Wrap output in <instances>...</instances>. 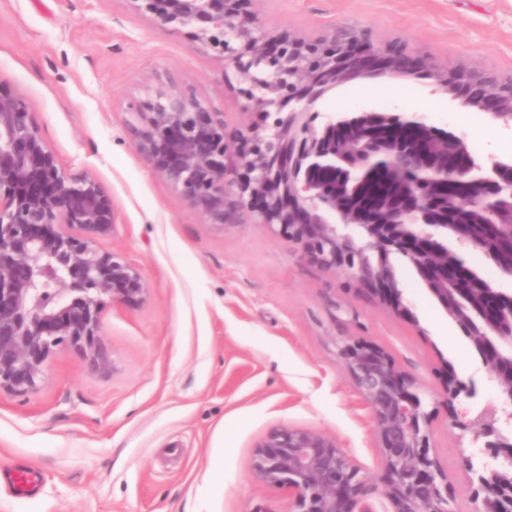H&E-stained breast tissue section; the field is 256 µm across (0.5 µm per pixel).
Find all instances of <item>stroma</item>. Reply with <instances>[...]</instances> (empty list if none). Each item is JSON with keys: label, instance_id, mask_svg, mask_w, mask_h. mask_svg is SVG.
Masks as SVG:
<instances>
[{"label": "stroma", "instance_id": "obj_1", "mask_svg": "<svg viewBox=\"0 0 512 512\" xmlns=\"http://www.w3.org/2000/svg\"><path fill=\"white\" fill-rule=\"evenodd\" d=\"M264 30L311 40L342 25L378 44L401 42L440 68L512 78V0H257ZM174 85L223 117L237 164L240 134L264 126L236 69L187 34L154 23L130 0H0V85L24 98L60 163L92 173L116 222L100 247L142 273L143 303L107 306L112 369L57 351L39 387L0 393V512H286L288 494L252 471L272 430L335 439L381 490L377 437L344 339L384 348L426 398L453 369L473 382L458 412L496 404L497 387L469 340L406 258H390L411 316L358 291L343 270L306 259L246 211L206 223L158 177L126 131L131 108ZM373 110L425 113L464 136L478 157L512 158V130L451 103L433 80L361 77L330 87L310 117ZM430 442L452 491V512H474L470 436L437 410Z\"/></svg>", "mask_w": 512, "mask_h": 512}]
</instances>
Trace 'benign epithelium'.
Listing matches in <instances>:
<instances>
[{"instance_id":"benign-epithelium-1","label":"benign epithelium","mask_w":512,"mask_h":512,"mask_svg":"<svg viewBox=\"0 0 512 512\" xmlns=\"http://www.w3.org/2000/svg\"><path fill=\"white\" fill-rule=\"evenodd\" d=\"M162 27L188 28L193 39L248 81L255 109L273 118L266 133L243 139V172L226 180L224 120L193 96L158 90L134 106L127 132L152 171L208 224H237L243 211L287 234L303 255L345 270L393 311L407 315L393 268L382 255L409 257L444 309L465 314L469 341L496 382L501 410L458 414L460 394L475 387L448 373L436 404L484 460L469 464L477 512H512V291L486 282L466 261L448 260V236L461 237L469 213L490 223L512 218V161L478 158L463 136L422 112H343L315 126L303 114L323 90L367 75L406 77L420 59L396 44L380 47L363 31L344 42L260 34L252 0H133ZM437 87L512 129V108L477 75L470 92ZM389 169L401 183L395 199L369 201L364 186ZM454 184L455 223L440 190ZM115 224L112 197L93 175L63 168L34 123L28 102L0 86V391L27 394L44 379L52 355L82 350L107 370L104 309L140 304L148 291L123 254L99 249ZM341 365L355 380L379 441L382 512H449L451 491L429 443L432 411L415 380L382 347L348 338ZM265 485L288 490L289 512H377L360 469L322 434L283 427L253 456Z\"/></svg>"}]
</instances>
